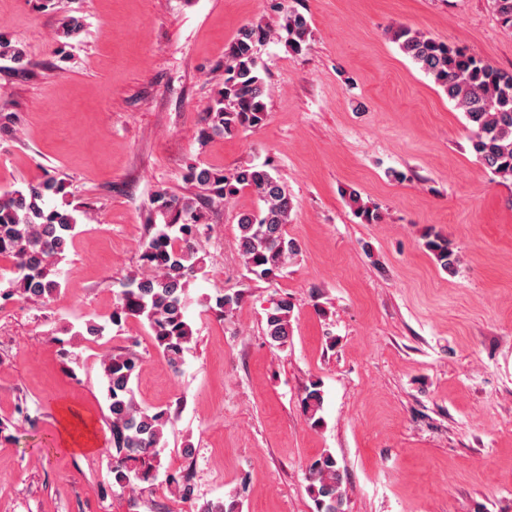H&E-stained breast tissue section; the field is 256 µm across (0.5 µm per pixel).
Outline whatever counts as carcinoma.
<instances>
[{
    "label": "carcinoma",
    "mask_w": 512,
    "mask_h": 512,
    "mask_svg": "<svg viewBox=\"0 0 512 512\" xmlns=\"http://www.w3.org/2000/svg\"><path fill=\"white\" fill-rule=\"evenodd\" d=\"M501 26L512 31V0H492ZM281 28L288 47L299 54L306 49L309 25L295 9L282 16ZM270 30L261 24L243 26L229 45L224 64V88L208 110V129L234 135L264 124L268 112L264 81L255 56L256 44ZM392 39L420 70L441 87L474 132L472 149L478 161L493 174L512 179V74L466 49L436 40L408 27L392 31ZM189 177L203 193L193 198L156 192L154 203L171 215L143 245L141 260L148 273L131 277L124 285L110 321L119 326L130 318L147 324L164 360L181 365L193 336L186 316L185 292L202 270L204 257L196 246L206 221L205 208L215 197L230 201L248 190L262 203L255 212L240 214L237 249L246 272L259 280L280 277L300 253L297 241L285 227L293 209L292 195L268 164H247L229 173L210 168H190ZM62 185L49 177L25 189L0 192V256L12 259L15 278L0 295H15L32 303L50 301L59 287L53 268L65 257L78 224V208H46V201L61 193ZM348 204L363 224H378L376 208L363 203L355 190ZM425 247L441 269L455 272L458 258L448 241L427 238ZM239 291L215 298L208 308L220 317L231 315L242 303ZM295 304L283 295L265 311V334L271 344L283 347L291 332ZM105 326L88 320L75 332L87 343H98ZM139 359L133 352L106 353L102 360L112 434V475L121 488L151 483L161 467L160 442L172 417L167 409H141L134 401L132 380ZM302 407L314 427L324 423L323 390L318 381L305 388ZM309 492L316 512H345L344 475L330 452L308 466Z\"/></svg>",
    "instance_id": "cac0c4a2"
}]
</instances>
